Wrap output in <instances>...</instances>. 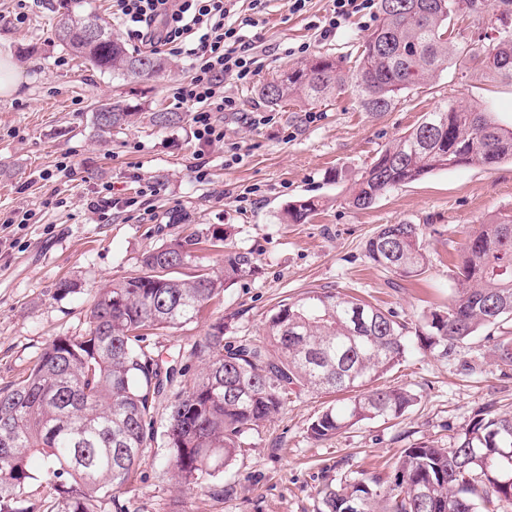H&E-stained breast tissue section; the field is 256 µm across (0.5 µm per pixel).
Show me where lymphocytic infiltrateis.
Listing matches in <instances>:
<instances>
[{"label": "lymphocytic infiltrate", "instance_id": "lymphocytic-infiltrate-1", "mask_svg": "<svg viewBox=\"0 0 512 512\" xmlns=\"http://www.w3.org/2000/svg\"><path fill=\"white\" fill-rule=\"evenodd\" d=\"M112 6L150 53L194 57L193 74L173 87L172 98L186 109L199 145L222 144L217 113L240 110L238 100L225 95V82L250 83L264 66L251 31L262 23L267 0H249L243 15L234 0H113Z\"/></svg>", "mask_w": 512, "mask_h": 512}]
</instances>
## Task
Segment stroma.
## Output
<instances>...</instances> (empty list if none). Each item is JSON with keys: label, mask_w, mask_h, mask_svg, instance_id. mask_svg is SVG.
<instances>
[{"label": "stroma", "mask_w": 512, "mask_h": 512, "mask_svg": "<svg viewBox=\"0 0 512 512\" xmlns=\"http://www.w3.org/2000/svg\"><path fill=\"white\" fill-rule=\"evenodd\" d=\"M330 4L310 0L306 13H291L288 0H269L257 30L263 70L250 84H228L242 112L270 116L249 125L240 114H220L224 143L201 147L188 120L160 128L142 121L98 137L93 114L120 98L141 111L171 107L173 86L189 78L194 61L166 56L160 75L125 80L72 58L54 37L56 18L41 0H0V52L11 56L23 81L0 97V387L18 381L46 343L78 334L99 285L139 273L143 254L198 228H227L224 247L202 245L194 264L220 271L228 251L249 253L254 273L229 286L203 317L150 343L163 360L190 374L202 365L194 344L215 320L227 340H260L279 305L311 291H340L396 313L412 324L442 307L455 288V264L474 225L512 210V162L436 171L378 199L370 208L349 198L361 172L379 152L444 101L480 105L512 119V85L444 68L421 88L401 96L386 112L363 111L347 91L307 105L272 107L259 88L303 57L349 53L376 26L353 17L335 37H317L314 24ZM23 22H16V15ZM304 43L305 55L288 54ZM67 171H59L60 162ZM205 164L210 180L198 181ZM110 182L131 209L90 213L86 200ZM152 185L154 194L139 190ZM258 188L259 204L241 208L236 196ZM301 197L318 198V214L286 224L282 211ZM31 212L29 223L14 213ZM418 224L427 257L424 274L403 278L373 264L364 244L384 224ZM75 290L58 295L60 281ZM483 336L466 356L475 366L413 350L384 377L385 384L413 390L418 402L403 417L375 420L327 440L313 439L310 423L331 395L293 393L286 409L250 439L220 482L223 496L207 490L182 495L162 464L163 440L145 450L142 478L125 492L142 512H167L184 499L186 512H319L320 490L360 475L388 476L404 449L426 442L446 448L486 408L512 411V370L493 359Z\"/></svg>", "instance_id": "obj_1"}]
</instances>
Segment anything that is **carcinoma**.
Masks as SVG:
<instances>
[{
  "label": "carcinoma",
  "instance_id": "obj_1",
  "mask_svg": "<svg viewBox=\"0 0 512 512\" xmlns=\"http://www.w3.org/2000/svg\"><path fill=\"white\" fill-rule=\"evenodd\" d=\"M465 0H379L380 19L355 55H319L288 68L259 91L278 106L291 98L316 104L350 89L367 112H386L401 94L430 80L444 65L512 83V0L491 27L488 44L453 36L452 19L480 21L460 11ZM64 17L55 38L83 63L125 79L154 76L165 62L112 38L90 0H56ZM96 26L104 35L87 37ZM122 100L94 115L100 137L140 118ZM512 160V124L455 100L426 112L385 147L357 181L351 203L367 208L395 188L434 171ZM320 207L312 197L288 203L287 224H303ZM225 238L216 228L178 236L141 260L140 273L97 289L83 332L45 345L28 374L0 387V512H140L122 491L141 479L153 439L156 403L184 376L159 358L146 332L168 331L203 315L225 288L249 275L252 259L224 254L217 274L200 267L185 278L164 266H184L202 239ZM369 259L400 277L426 271L419 224H385L365 243ZM448 307L422 313L414 330L388 310L339 292H315L279 306L267 342L224 340V321L195 346L201 375L173 394L165 430L166 465L179 488L192 492L217 478L246 439L270 422L295 389L345 395L310 424L316 440L360 423L397 419L417 402L405 387L379 383L414 346L473 370L464 345L485 328L500 335L494 357L512 369V211L499 212L468 235ZM388 481L361 477L327 485L320 512H486L512 505V413H478L447 448H406Z\"/></svg>",
  "mask_w": 512,
  "mask_h": 512
}]
</instances>
